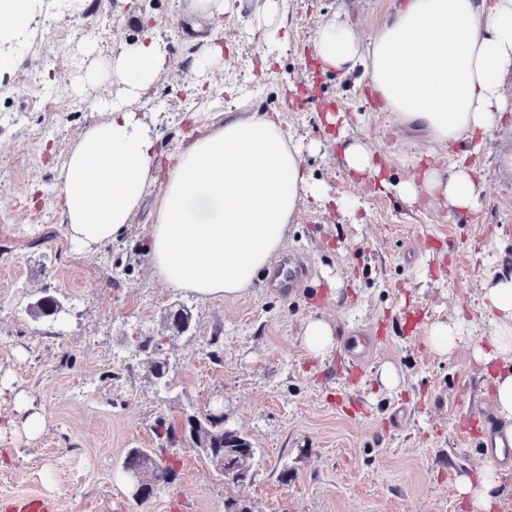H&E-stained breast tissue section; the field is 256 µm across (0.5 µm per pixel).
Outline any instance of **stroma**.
Segmentation results:
<instances>
[{
  "label": "stroma",
  "mask_w": 512,
  "mask_h": 512,
  "mask_svg": "<svg viewBox=\"0 0 512 512\" xmlns=\"http://www.w3.org/2000/svg\"><path fill=\"white\" fill-rule=\"evenodd\" d=\"M193 0H87L78 13L56 8L38 24L14 76L0 94V497L43 493L59 512H224L244 502L251 512H470L456 479L487 464L485 440L470 405L488 407L493 390L469 337L490 335L481 304L486 283L512 270V128L480 148L458 151L481 176L479 205L458 213L420 195L408 204L347 173L340 141L320 126L343 111L349 137L377 151L382 176L397 184L423 164L447 163L448 151L388 126L365 100L355 77L321 74L310 55L315 31L345 12L361 36L374 33L394 0H286L291 47L257 72L250 26L263 0H241L234 17L208 28L227 51L219 66L187 78L204 45L187 21ZM149 17L167 46L153 89L132 103L165 152L185 133L207 132L238 98L248 112H280L290 134L319 142L305 164L328 198L306 200L281 252L307 269L289 294L266 287L264 268L235 299L202 301L168 286L145 247L151 208H142L119 240L78 251L58 206L61 167L87 130L107 117L99 102L118 89L71 90L75 79L142 38ZM356 203L354 214L339 203ZM53 298L56 314L35 320L26 308ZM190 313L188 329H170L168 313ZM331 324L337 344L313 357L303 343L309 318ZM438 321L458 323L465 340L447 355L426 344ZM163 342L162 384L147 371L140 337ZM377 337L358 378L342 345ZM393 364L400 390L376 372ZM45 418L27 438L15 396ZM224 413L256 450L253 472L232 484L189 447L186 418ZM176 443L159 437V424ZM165 449L179 477L150 499L134 500L121 464L130 449Z\"/></svg>",
  "instance_id": "35a3bbf8"
}]
</instances>
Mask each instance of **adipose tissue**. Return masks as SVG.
Segmentation results:
<instances>
[{
	"mask_svg": "<svg viewBox=\"0 0 512 512\" xmlns=\"http://www.w3.org/2000/svg\"><path fill=\"white\" fill-rule=\"evenodd\" d=\"M44 0H0V91L13 89L20 52ZM256 50L270 62L288 49L281 0H265L251 27ZM310 50L324 72H362L388 122L444 147L485 136L512 117L504 87L512 81V0H399L376 31L361 37L335 18L314 34ZM164 41L152 34L123 46L111 61L75 82L77 90L107 79L120 99L69 152L58 196L70 242L82 249L123 236L149 187L164 191L153 204L146 252L159 276L202 300L237 298L283 249L288 226L307 198L326 190L312 180L304 148L278 114L225 111L223 122L189 135L177 153L161 156L155 137L129 108L166 64ZM403 201L428 194L457 212L476 209L475 170L464 160L427 165L418 179L393 185ZM481 305L491 336L469 337L474 358L495 366L493 410L512 443V273L491 278ZM503 472L486 466L459 477L456 490L471 512L503 507Z\"/></svg>",
	"mask_w": 512,
	"mask_h": 512,
	"instance_id": "obj_1",
	"label": "adipose tissue"
}]
</instances>
